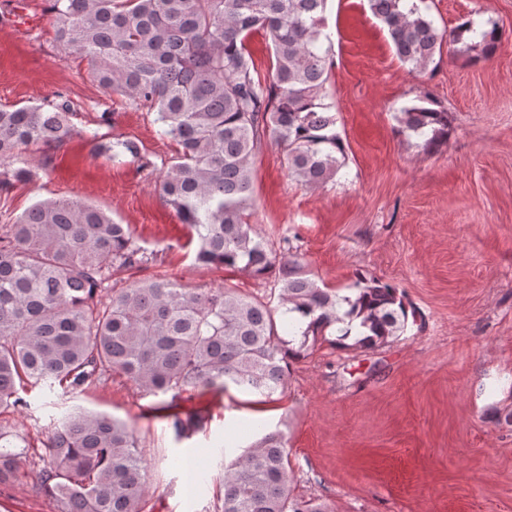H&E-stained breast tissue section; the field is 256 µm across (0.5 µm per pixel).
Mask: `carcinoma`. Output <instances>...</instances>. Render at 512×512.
<instances>
[{
	"mask_svg": "<svg viewBox=\"0 0 512 512\" xmlns=\"http://www.w3.org/2000/svg\"><path fill=\"white\" fill-rule=\"evenodd\" d=\"M55 41L86 61L90 79L138 110L153 112L177 156L156 176L160 195L198 239L196 260L253 278L274 276L277 300L229 287L199 292L170 277L133 279L98 293L113 266L148 262L131 230L77 199L36 202L0 236V408L26 404L20 392L65 385L83 391L118 372L145 392L177 397L188 387L222 391L233 384L268 398L283 389L289 361L317 342L346 346L348 332H326L345 319L366 329L353 346L375 349L400 336L408 306L399 288L361 278L340 295L313 281L287 237L273 248L250 223L255 156L268 141L287 156L297 185L317 189L348 160L329 89L334 41L328 0H46ZM394 55L424 71L443 42L490 58L497 25L467 19L445 34L427 0H368ZM270 41L261 73L250 49ZM72 102L61 94L40 104L0 108V191L30 178L14 166L22 149L73 135ZM398 132L428 151L448 142V112L430 98L395 114ZM98 154L139 158L130 140L103 142ZM178 440L208 422L204 409L162 407ZM21 436L0 428V485L20 473ZM48 460L33 490L60 512H142L149 465L133 428L107 414L73 408L54 424ZM288 441L265 433L224 466L220 512H328L290 488Z\"/></svg>",
	"mask_w": 512,
	"mask_h": 512,
	"instance_id": "cac0c4a2",
	"label": "carcinoma"
}]
</instances>
